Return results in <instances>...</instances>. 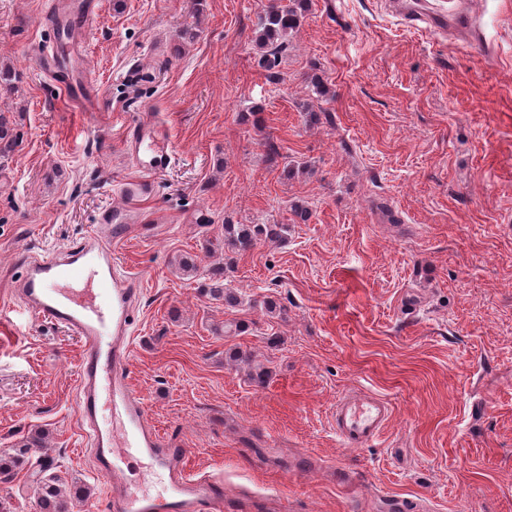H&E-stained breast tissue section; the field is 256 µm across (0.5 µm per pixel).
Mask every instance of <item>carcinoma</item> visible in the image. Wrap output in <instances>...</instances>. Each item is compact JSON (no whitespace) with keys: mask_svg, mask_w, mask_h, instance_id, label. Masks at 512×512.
<instances>
[{"mask_svg":"<svg viewBox=\"0 0 512 512\" xmlns=\"http://www.w3.org/2000/svg\"><path fill=\"white\" fill-rule=\"evenodd\" d=\"M308 0H269L260 18L256 47L267 56H277L283 48L288 34L299 27L307 10ZM17 146V135L8 126V120L0 114V158L9 156ZM287 224H226L224 225V249L231 253L222 266H214L210 272L213 286L210 296L224 302V307L234 308L240 298L231 288L224 287V277L233 269L234 257L243 256L266 241H282L288 236ZM40 512H69L68 501L58 484V478L51 476L42 480L40 488Z\"/></svg>","mask_w":512,"mask_h":512,"instance_id":"obj_1","label":"carcinoma"}]
</instances>
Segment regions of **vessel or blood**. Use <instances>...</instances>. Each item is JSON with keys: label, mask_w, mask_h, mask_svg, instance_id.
<instances>
[{"label": "vessel or blood", "mask_w": 512, "mask_h": 512, "mask_svg": "<svg viewBox=\"0 0 512 512\" xmlns=\"http://www.w3.org/2000/svg\"><path fill=\"white\" fill-rule=\"evenodd\" d=\"M391 3L400 16L425 20L433 33L467 28L475 12V0H448L447 6L438 8L428 0ZM94 15V0H59L45 21L58 30L71 29L72 34L35 60L37 68L52 74L70 102L84 112L95 109L94 86L89 75H76L74 67ZM124 148L137 174L121 182V196L151 198L155 177L174 160L167 126L142 114L127 126ZM135 220L127 208L103 209L94 228L66 248L25 257L14 292L23 313L49 320L83 342L78 417L95 472L109 481V512H224L222 482L187 473V449L151 427L130 381L133 312L143 288L137 277L118 273L112 245L131 231ZM389 419L386 403L372 395H347L336 404V434L352 448L379 438ZM136 463L143 474H166L164 490L154 493L134 486L128 472Z\"/></svg>", "instance_id": "1"}]
</instances>
